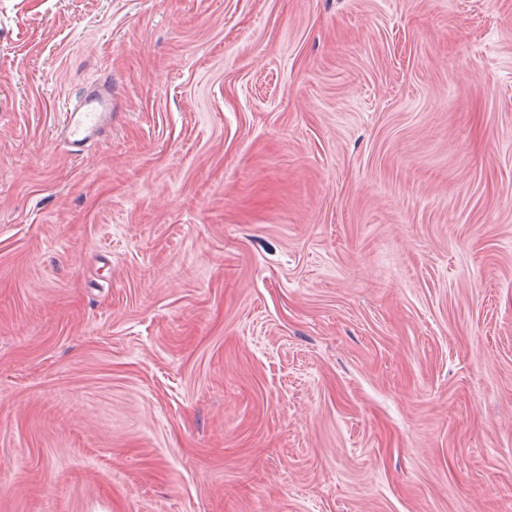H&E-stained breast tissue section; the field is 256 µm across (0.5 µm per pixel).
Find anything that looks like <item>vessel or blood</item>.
<instances>
[{"label":"vessel or blood","instance_id":"obj_1","mask_svg":"<svg viewBox=\"0 0 512 512\" xmlns=\"http://www.w3.org/2000/svg\"><path fill=\"white\" fill-rule=\"evenodd\" d=\"M115 95L112 77L102 74L92 83V89L65 110L60 137L70 146L80 148L90 143L102 125L112 116Z\"/></svg>","mask_w":512,"mask_h":512}]
</instances>
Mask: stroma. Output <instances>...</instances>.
Returning <instances> with one entry per match:
<instances>
[{"label":"stroma","mask_w":512,"mask_h":512,"mask_svg":"<svg viewBox=\"0 0 512 512\" xmlns=\"http://www.w3.org/2000/svg\"><path fill=\"white\" fill-rule=\"evenodd\" d=\"M0 512H512V0H0ZM92 90L84 92L79 100L65 109V121L60 129L63 142L76 148L90 143L102 125L112 117L115 91L111 74H102L89 84Z\"/></svg>","instance_id":"obj_1"}]
</instances>
